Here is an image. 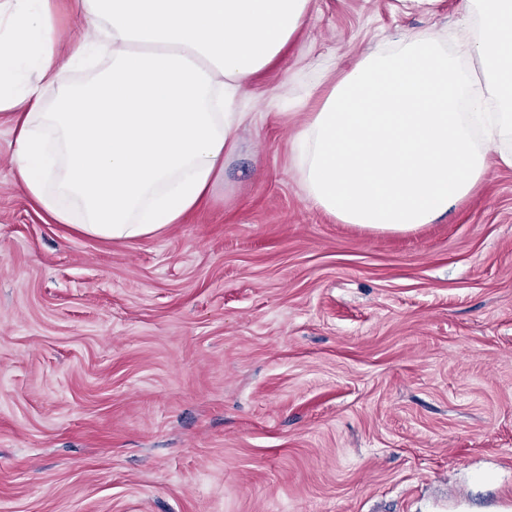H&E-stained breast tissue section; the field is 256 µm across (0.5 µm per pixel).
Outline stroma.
<instances>
[{"mask_svg": "<svg viewBox=\"0 0 512 512\" xmlns=\"http://www.w3.org/2000/svg\"><path fill=\"white\" fill-rule=\"evenodd\" d=\"M459 3L311 0L158 236L46 223L0 124V512H512V169L412 233L341 224L279 100Z\"/></svg>", "mask_w": 512, "mask_h": 512, "instance_id": "stroma-1", "label": "stroma"}]
</instances>
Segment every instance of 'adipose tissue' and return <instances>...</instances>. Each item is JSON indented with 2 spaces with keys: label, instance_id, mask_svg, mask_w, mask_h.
<instances>
[{
  "label": "adipose tissue",
  "instance_id": "adipose-tissue-1",
  "mask_svg": "<svg viewBox=\"0 0 512 512\" xmlns=\"http://www.w3.org/2000/svg\"><path fill=\"white\" fill-rule=\"evenodd\" d=\"M0 0V120L15 180L57 224L156 236L205 201L249 120L240 98L305 26L311 0ZM428 30L349 63L306 113L292 163L338 223L408 233L512 167V0H462ZM55 19L58 34L63 42L74 40L81 34L78 22L71 14L68 0L55 2Z\"/></svg>",
  "mask_w": 512,
  "mask_h": 512
}]
</instances>
